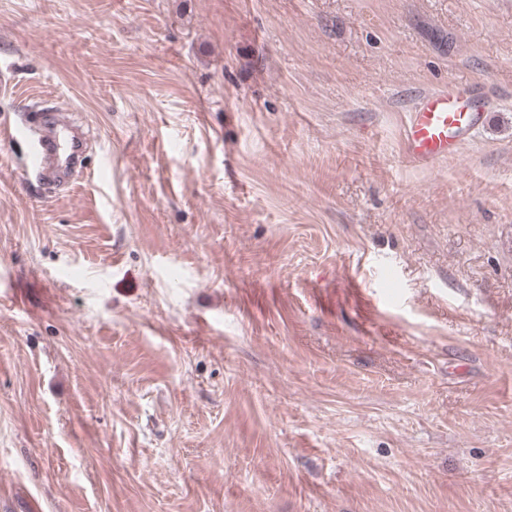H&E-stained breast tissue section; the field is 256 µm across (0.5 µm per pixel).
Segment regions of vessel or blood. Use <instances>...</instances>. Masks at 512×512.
Wrapping results in <instances>:
<instances>
[{
    "label": "vessel or blood",
    "mask_w": 512,
    "mask_h": 512,
    "mask_svg": "<svg viewBox=\"0 0 512 512\" xmlns=\"http://www.w3.org/2000/svg\"><path fill=\"white\" fill-rule=\"evenodd\" d=\"M493 101L490 88L478 82H451L416 94L403 130L408 157L431 164L458 156L464 143L483 126ZM55 119L57 128L52 131L40 113L27 112L20 127L1 129L0 135L12 140L20 137L29 143L36 172L66 168L77 156L80 144L64 134L67 113H56Z\"/></svg>",
    "instance_id": "1"
}]
</instances>
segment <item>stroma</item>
<instances>
[{
    "instance_id": "35a3bbf8",
    "label": "stroma",
    "mask_w": 512,
    "mask_h": 512,
    "mask_svg": "<svg viewBox=\"0 0 512 512\" xmlns=\"http://www.w3.org/2000/svg\"><path fill=\"white\" fill-rule=\"evenodd\" d=\"M4 63L89 173L0 139V512H512V0H0ZM494 101L485 83L448 85L416 94L403 135L409 158L435 163L456 157L473 133L484 125Z\"/></svg>"
}]
</instances>
